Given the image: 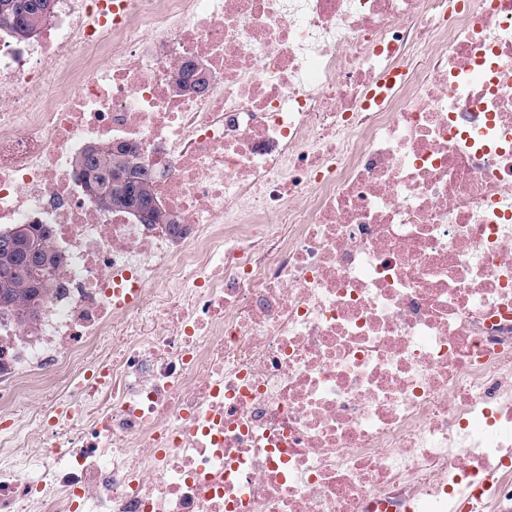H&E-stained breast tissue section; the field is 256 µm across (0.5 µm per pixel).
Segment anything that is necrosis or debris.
Here are the masks:
<instances>
[{
  "mask_svg": "<svg viewBox=\"0 0 512 512\" xmlns=\"http://www.w3.org/2000/svg\"><path fill=\"white\" fill-rule=\"evenodd\" d=\"M114 142L181 234L86 192ZM12 224L65 262L0 317V512H512V0H55ZM27 227V233L30 238V244L33 251L42 263H47L49 267L55 268L58 264H62L60 255L57 253L49 240V230L44 224H13L8 230L15 227ZM6 230V231H8Z\"/></svg>",
  "mask_w": 512,
  "mask_h": 512,
  "instance_id": "necrosis-or-debris-1",
  "label": "necrosis or debris"
}]
</instances>
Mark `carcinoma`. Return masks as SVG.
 I'll return each instance as SVG.
<instances>
[{
  "instance_id": "carcinoma-1",
  "label": "carcinoma",
  "mask_w": 512,
  "mask_h": 512,
  "mask_svg": "<svg viewBox=\"0 0 512 512\" xmlns=\"http://www.w3.org/2000/svg\"><path fill=\"white\" fill-rule=\"evenodd\" d=\"M53 8L54 0H0V32L25 41L37 33ZM76 164L97 171L104 181L97 195L101 207L126 211L141 208L148 212L152 223L179 230L180 224L155 196L152 175L136 164L134 151L115 154L104 147L94 153L88 148ZM27 231L31 248L42 262L52 268L62 263L50 244L46 225L29 224ZM57 287V278H45L40 270L30 267L25 252L17 251L7 258L0 252V314L8 312L17 317L25 307L44 304Z\"/></svg>"
}]
</instances>
